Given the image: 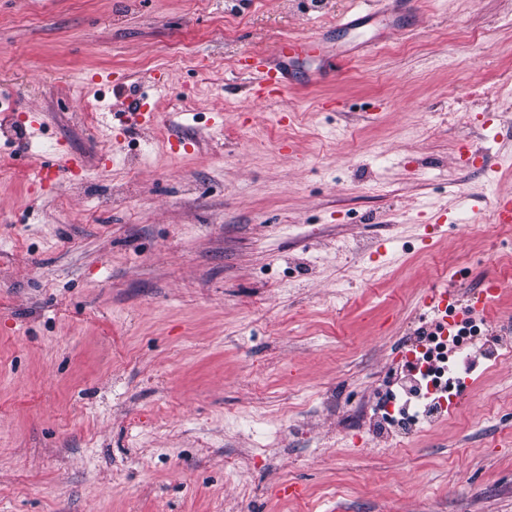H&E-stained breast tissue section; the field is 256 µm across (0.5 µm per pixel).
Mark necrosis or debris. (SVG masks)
<instances>
[{"mask_svg": "<svg viewBox=\"0 0 512 512\" xmlns=\"http://www.w3.org/2000/svg\"><path fill=\"white\" fill-rule=\"evenodd\" d=\"M450 333L426 326L413 337L379 390L375 403L367 405L361 430L369 435L380 432L423 429L425 422L446 411L468 378L464 367L474 352L489 358L501 356L503 341L488 335L482 322L452 320Z\"/></svg>", "mask_w": 512, "mask_h": 512, "instance_id": "1", "label": "necrosis or debris"}]
</instances>
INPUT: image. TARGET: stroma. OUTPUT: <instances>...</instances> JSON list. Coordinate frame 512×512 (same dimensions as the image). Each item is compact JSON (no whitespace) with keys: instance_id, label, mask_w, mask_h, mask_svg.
Here are the masks:
<instances>
[{"instance_id":"1","label":"stroma","mask_w":512,"mask_h":512,"mask_svg":"<svg viewBox=\"0 0 512 512\" xmlns=\"http://www.w3.org/2000/svg\"><path fill=\"white\" fill-rule=\"evenodd\" d=\"M353 5L0 0V102L45 122L0 141V512H512V353L350 438L430 289L510 279L512 336V0ZM322 32L335 78L251 96L241 58ZM58 146L83 181L39 190Z\"/></svg>"}]
</instances>
